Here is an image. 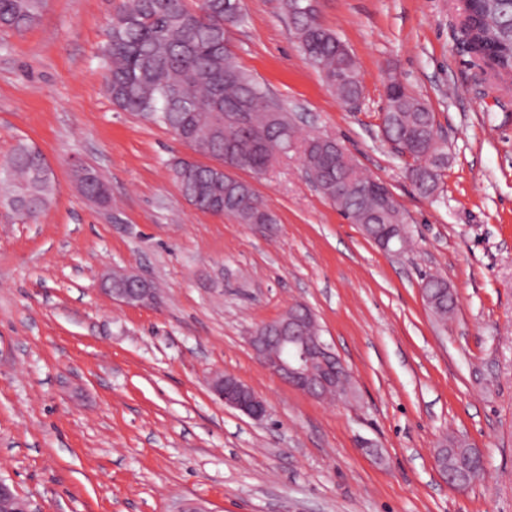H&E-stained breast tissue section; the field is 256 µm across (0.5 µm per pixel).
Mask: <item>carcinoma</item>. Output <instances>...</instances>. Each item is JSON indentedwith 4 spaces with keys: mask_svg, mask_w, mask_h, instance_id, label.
Returning a JSON list of instances; mask_svg holds the SVG:
<instances>
[{
    "mask_svg": "<svg viewBox=\"0 0 512 512\" xmlns=\"http://www.w3.org/2000/svg\"><path fill=\"white\" fill-rule=\"evenodd\" d=\"M44 0H0V27L22 31L39 16ZM299 48L326 84L344 103L360 100L363 86L356 63L335 33L316 17L313 0H284ZM465 44L468 51L498 72L512 73V0H467ZM241 0H121L111 18L106 91L112 103L170 130L180 139L204 146L214 159L224 142L234 143L242 168L261 174L268 150L288 145L296 133L286 113L272 105L265 87L242 69L230 48L228 28L244 21ZM383 134L416 164L407 177L425 197L435 196L440 171L448 158L438 146L435 114L405 86H387ZM303 164L324 196L376 244L404 249L408 230L397 203L387 198L374 178L336 147L309 136L302 143ZM42 154L26 143L9 157L12 191L8 204L17 211L39 212L50 203L54 186L39 180ZM183 196L203 211L223 209L240 224H251L254 212L265 223L276 220L248 182L231 180L211 165L193 163V174L179 182ZM432 311L442 319L455 310L454 296L441 277H424ZM448 445V469L467 455L455 436Z\"/></svg>",
    "mask_w": 512,
    "mask_h": 512,
    "instance_id": "1",
    "label": "carcinoma"
}]
</instances>
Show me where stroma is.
Listing matches in <instances>:
<instances>
[{
	"mask_svg": "<svg viewBox=\"0 0 512 512\" xmlns=\"http://www.w3.org/2000/svg\"><path fill=\"white\" fill-rule=\"evenodd\" d=\"M119 2L46 0L25 31L0 28V161L34 145L55 186L35 219L0 205V477L34 512H512V76L465 49L462 0H314L357 63L356 107L304 59L283 0H242L229 29L301 135L337 139L391 190L413 239L393 252L294 152L238 173L275 223L191 206L171 170L188 147L106 92ZM392 79L435 114L448 156L436 196L383 137ZM77 162L107 204L76 188ZM115 270L152 282L157 302L113 301ZM426 275L454 291L448 321L423 299ZM297 303L350 371L351 400L312 399L254 355L251 331ZM218 373L267 417L216 400ZM451 433L485 460L462 488L434 463ZM210 389L225 407L237 410L252 419L261 420L267 414L264 399L233 375L215 377Z\"/></svg>",
	"mask_w": 512,
	"mask_h": 512,
	"instance_id": "1",
	"label": "stroma"
}]
</instances>
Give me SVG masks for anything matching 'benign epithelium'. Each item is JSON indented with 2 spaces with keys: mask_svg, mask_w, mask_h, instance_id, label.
<instances>
[{
  "mask_svg": "<svg viewBox=\"0 0 512 512\" xmlns=\"http://www.w3.org/2000/svg\"><path fill=\"white\" fill-rule=\"evenodd\" d=\"M104 291L125 305L147 306L157 300L152 283L139 276L110 278L104 282ZM314 322L308 308L291 307L277 320L254 328L249 343L260 362L289 386L315 399L332 398L337 378L349 372L331 344L318 334L307 335V326ZM210 389L224 406L252 419L267 414L264 399L233 375L215 377ZM0 512L35 510L0 478Z\"/></svg>",
  "mask_w": 512,
  "mask_h": 512,
  "instance_id": "7a95c632",
  "label": "benign epithelium"
}]
</instances>
